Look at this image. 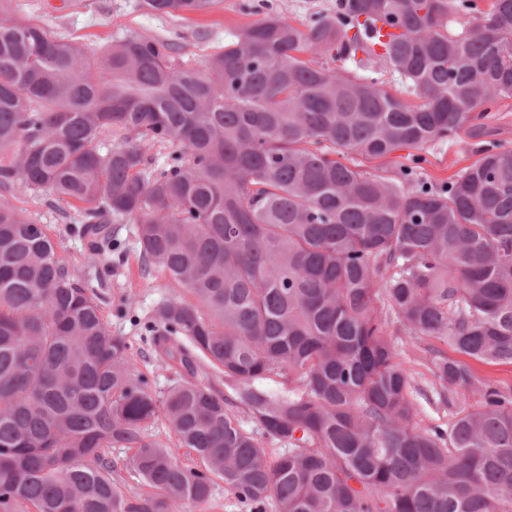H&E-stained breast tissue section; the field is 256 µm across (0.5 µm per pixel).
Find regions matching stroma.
<instances>
[{
	"label": "stroma",
	"mask_w": 512,
	"mask_h": 512,
	"mask_svg": "<svg viewBox=\"0 0 512 512\" xmlns=\"http://www.w3.org/2000/svg\"><path fill=\"white\" fill-rule=\"evenodd\" d=\"M259 2L219 0L210 11L192 13L184 19L136 9V0H13L12 7L18 17L47 25L97 54L107 51L115 39L146 33L175 43L186 59L199 65L260 19ZM488 146L512 148V99L502 100L485 112L480 136H471L465 128L456 138L429 147L421 155L401 150L387 157L386 162L393 166L418 165L422 179L440 184L472 164L479 150ZM8 200L47 226L67 267L81 283L98 293L112 334L130 343L150 387L164 394L173 375L155 353L144 324L160 302L178 297L179 291L161 272L144 270L135 225H111V242L97 243L75 232V209L70 202L47 192L34 195L19 188ZM391 335L404 368L426 394L419 402L418 424L427 427L447 423L450 410L440 398L438 380L427 367L426 340L400 329L392 330Z\"/></svg>",
	"instance_id": "1"
}]
</instances>
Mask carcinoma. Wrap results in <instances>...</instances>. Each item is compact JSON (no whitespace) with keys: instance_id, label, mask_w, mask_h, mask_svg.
<instances>
[{"instance_id":"1","label":"carcinoma","mask_w":512,"mask_h":512,"mask_svg":"<svg viewBox=\"0 0 512 512\" xmlns=\"http://www.w3.org/2000/svg\"><path fill=\"white\" fill-rule=\"evenodd\" d=\"M11 4L0 189L82 204L87 236L136 225L144 268L191 299L152 314L176 374L159 397L47 227L0 197V512H183L219 481L245 512H512V384L430 345L448 398L478 401L422 428L389 337L512 365V149L440 186L379 164L512 98V0H338L302 30L268 13L200 67L150 34L97 55ZM380 22L399 33L377 51Z\"/></svg>"}]
</instances>
